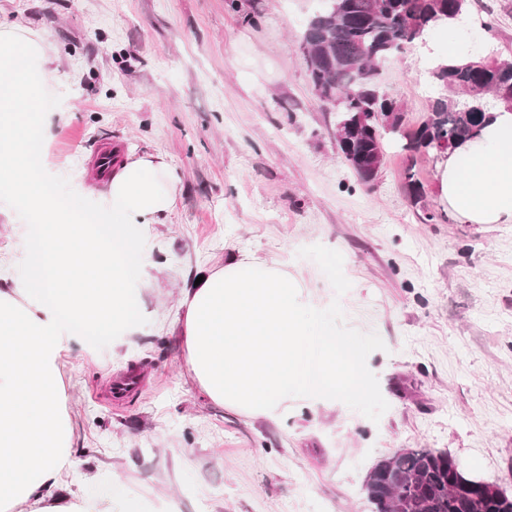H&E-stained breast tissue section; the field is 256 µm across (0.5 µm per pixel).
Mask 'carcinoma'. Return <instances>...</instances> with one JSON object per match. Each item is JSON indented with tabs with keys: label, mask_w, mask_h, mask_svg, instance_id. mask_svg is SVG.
I'll list each match as a JSON object with an SVG mask.
<instances>
[{
	"label": "carcinoma",
	"mask_w": 512,
	"mask_h": 512,
	"mask_svg": "<svg viewBox=\"0 0 512 512\" xmlns=\"http://www.w3.org/2000/svg\"><path fill=\"white\" fill-rule=\"evenodd\" d=\"M308 22L301 49L309 80L324 106L336 113V147L342 159L361 160L355 173L372 182L384 159L383 135L413 153L454 150L478 134L499 105L512 108V63L502 57L437 61L432 68L439 93L427 120L414 130L399 118L378 123L377 114L402 106L378 86L379 63L426 40L432 29L466 10L467 0H325ZM414 205L424 196L414 166L404 171ZM453 481L450 454L431 448H403L379 460L363 490L373 512H512V495Z\"/></svg>",
	"instance_id": "cac0c4a2"
}]
</instances>
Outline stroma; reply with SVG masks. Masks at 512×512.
I'll return each instance as SVG.
<instances>
[{"label":"stroma","mask_w":512,"mask_h":512,"mask_svg":"<svg viewBox=\"0 0 512 512\" xmlns=\"http://www.w3.org/2000/svg\"><path fill=\"white\" fill-rule=\"evenodd\" d=\"M0 0V24L41 36L55 61L43 97L45 189L96 214L93 155H167L182 178L164 223L122 236L130 267L154 281L130 302L126 343L91 336L60 358L75 470L67 490L90 501L134 499L146 512H372L363 492L381 458L446 451L512 493V223L447 219L436 154L418 177L438 215L410 204L397 141L363 184L336 149V115L311 84L300 49L320 0ZM492 16L493 31L480 27ZM460 54L512 57V0H468ZM379 66L381 92L426 116L429 70L447 29ZM0 198V289L35 280ZM232 253L286 262L340 336L368 344L353 372L371 393L351 403L288 400L280 423L210 401L184 369L176 305L195 270ZM131 369L145 386L121 404L106 379Z\"/></svg>","instance_id":"stroma-1"}]
</instances>
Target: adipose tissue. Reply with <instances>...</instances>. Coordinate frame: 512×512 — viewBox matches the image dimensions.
I'll use <instances>...</instances> for the list:
<instances>
[{
    "instance_id": "adipose-tissue-1",
    "label": "adipose tissue",
    "mask_w": 512,
    "mask_h": 512,
    "mask_svg": "<svg viewBox=\"0 0 512 512\" xmlns=\"http://www.w3.org/2000/svg\"><path fill=\"white\" fill-rule=\"evenodd\" d=\"M48 54L32 32L0 26V196L38 224L28 241L41 257L38 288L18 278L0 291V512H140L60 494L75 464L63 408L58 360L73 341L64 318L94 325L117 339L134 335L127 303L145 290L148 273L130 278L108 243L74 210L60 208L29 174V145L48 139L41 110ZM440 196L465 224L512 223V111L492 110L480 135L440 165ZM181 182L161 153L127 155L98 206L113 233L127 224H156L174 208ZM202 283L184 289L178 321L189 377L214 403L270 421L288 415L290 393L315 404L369 393L351 366L363 344L327 331L315 304L276 261L244 254L204 267ZM319 348L316 373L305 351Z\"/></svg>"
}]
</instances>
